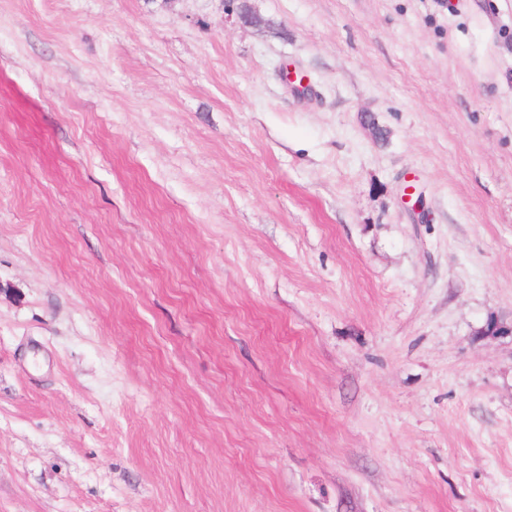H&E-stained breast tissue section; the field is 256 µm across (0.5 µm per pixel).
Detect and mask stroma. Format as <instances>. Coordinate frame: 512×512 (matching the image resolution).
<instances>
[{
    "mask_svg": "<svg viewBox=\"0 0 512 512\" xmlns=\"http://www.w3.org/2000/svg\"><path fill=\"white\" fill-rule=\"evenodd\" d=\"M245 3L0 0V512H512V0Z\"/></svg>",
    "mask_w": 512,
    "mask_h": 512,
    "instance_id": "obj_1",
    "label": "stroma"
}]
</instances>
